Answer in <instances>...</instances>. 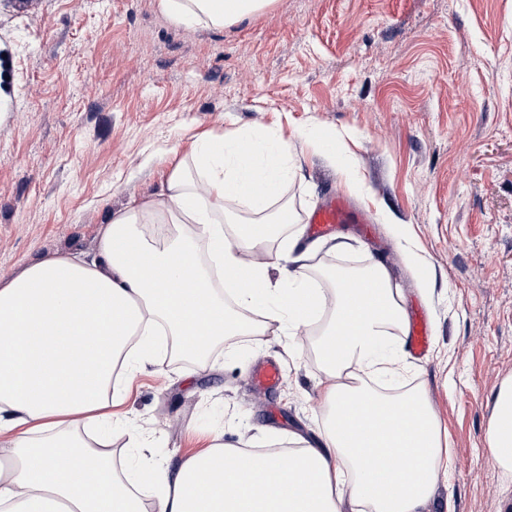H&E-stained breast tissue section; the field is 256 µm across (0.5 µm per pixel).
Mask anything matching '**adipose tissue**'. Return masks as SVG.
I'll return each mask as SVG.
<instances>
[{
	"label": "adipose tissue",
	"mask_w": 512,
	"mask_h": 512,
	"mask_svg": "<svg viewBox=\"0 0 512 512\" xmlns=\"http://www.w3.org/2000/svg\"><path fill=\"white\" fill-rule=\"evenodd\" d=\"M271 0H161L179 23L224 26ZM285 143L225 132L199 142L197 176L174 169L161 191L114 211L93 259L62 254L0 284V512H425L448 467L425 391L376 392L358 373H396L388 336L407 318L386 268L333 278L334 305L309 275L290 210L271 225L293 171ZM239 209L228 212L225 201ZM183 224L193 233L180 232ZM207 250H200V243ZM281 277L271 281L268 267ZM317 330L324 373L322 445L283 454L210 448L175 465L150 444L116 473L105 424L128 382L162 367L155 335L176 353L208 356L224 337ZM488 453L512 475V381L493 403Z\"/></svg>",
	"instance_id": "ef3b65f1"
}]
</instances>
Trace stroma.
Returning <instances> with one entry per match:
<instances>
[{"instance_id":"1","label":"stroma","mask_w":512,"mask_h":512,"mask_svg":"<svg viewBox=\"0 0 512 512\" xmlns=\"http://www.w3.org/2000/svg\"><path fill=\"white\" fill-rule=\"evenodd\" d=\"M269 132L305 224L330 190L373 216L337 226L328 262H383L406 313L425 307L426 358L400 350L448 448L435 506L512 512L487 457L493 398L512 379V0H272L224 26H186L160 0H0V282L41 259L93 255L112 211L191 168L204 136ZM334 140L335 155L320 148ZM314 334L229 336L203 363L167 356L128 386L112 446L155 461L226 444L314 438L324 374ZM275 362L281 382L255 386Z\"/></svg>"}]
</instances>
